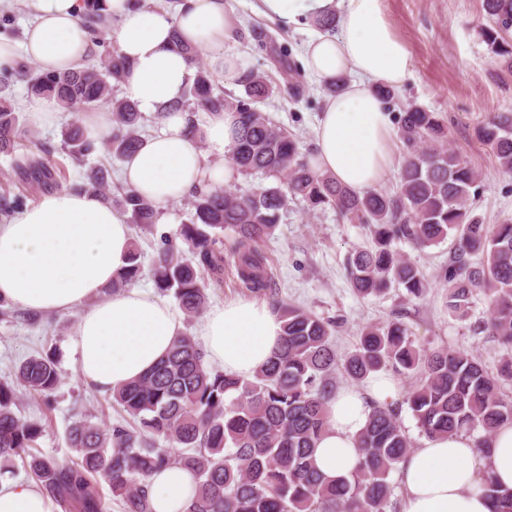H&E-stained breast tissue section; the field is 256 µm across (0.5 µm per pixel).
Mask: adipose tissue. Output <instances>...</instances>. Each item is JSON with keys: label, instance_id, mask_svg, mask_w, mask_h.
<instances>
[{"label": "adipose tissue", "instance_id": "ef3b65f1", "mask_svg": "<svg viewBox=\"0 0 512 512\" xmlns=\"http://www.w3.org/2000/svg\"><path fill=\"white\" fill-rule=\"evenodd\" d=\"M267 18L288 28L335 16L332 32L314 31L304 46L306 70L319 83L347 82L329 96L315 128L314 169L358 192L384 178L392 154L393 121L375 86L402 85L411 55L393 31L383 0H259ZM37 16L22 46L0 40V70L26 56L46 72L79 68L93 44L80 15L83 0H35ZM103 12L121 53L131 62L123 94L140 111L162 112V129L144 138L123 163L127 186L165 207L195 190H219L236 176L230 165L208 164L227 151L237 135L235 113L173 110L193 73L189 59L170 47L172 33L213 53L225 79L240 78L237 55L224 52L233 22L224 0H180L175 13L134 7L128 0H104ZM199 131L189 134V122ZM131 231L126 215L89 192L44 193L12 221L0 224V301L34 313H65L85 305L74 333L77 372L109 391L149 372L180 336V309L168 299L137 289L105 295L128 264ZM200 334L208 362L225 373L249 378L269 359L282 334L271 306L238 300L204 316ZM396 396L394 381L379 378L370 391L340 390L330 405L329 428L315 462L329 480L356 470V437L367 421L371 400ZM491 475L512 489V424L500 427L489 455L468 435L425 440L402 465L406 497L402 512H490L479 488ZM153 512H187L194 475L178 465L147 480ZM0 512H55L50 497L34 485L0 477Z\"/></svg>", "mask_w": 512, "mask_h": 512}]
</instances>
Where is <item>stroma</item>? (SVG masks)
<instances>
[{
	"instance_id": "35a3bbf8",
	"label": "stroma",
	"mask_w": 512,
	"mask_h": 512,
	"mask_svg": "<svg viewBox=\"0 0 512 512\" xmlns=\"http://www.w3.org/2000/svg\"><path fill=\"white\" fill-rule=\"evenodd\" d=\"M225 3L235 32L225 41L224 50L239 56L243 72L260 71L273 83H281L269 57L274 47L286 51L295 68H302L309 27L289 29L265 18L257 10V0ZM386 11L411 55V74L396 87L390 112L396 115L418 104L446 115L449 147L463 154L481 174L473 204L475 216L482 223L495 224L512 215V176L502 173L493 156L473 137L474 128L488 113L512 110V77L500 74L481 34V0H386ZM35 15L33 0H0V37L21 44ZM304 83L302 96L280 92L262 109L293 133L303 153L310 155L328 93L312 77H305ZM80 118L77 112L61 113L56 125L29 128L22 144L29 150L43 143L55 146L54 160L69 176H78V167L58 147L62 125ZM188 214V202L183 199L161 209L150 231H134L144 258H151L162 240H176ZM368 240L366 226L339 222L333 210L313 214L301 204L290 205L265 247L277 291L294 304L339 321L334 337L339 355L354 351L363 325L397 319L407 324L422 347L464 348L487 367H496L506 351L478 329L487 318L483 296L474 295L471 316L464 322L452 318L444 306L442 274L454 249L453 240L426 248L398 243V250L419 267L430 284L426 296L415 301L408 300L401 288L365 298L352 292L346 276L347 256ZM80 315L75 309L31 317L16 308L0 315V381H13L16 366L36 351L51 349L57 355L60 383L50 401L23 397L18 412L44 418L45 431L37 447L43 455L60 461L73 454L67 427L74 418L86 416L108 427L121 421L110 393L85 382L76 372L71 340Z\"/></svg>"
}]
</instances>
